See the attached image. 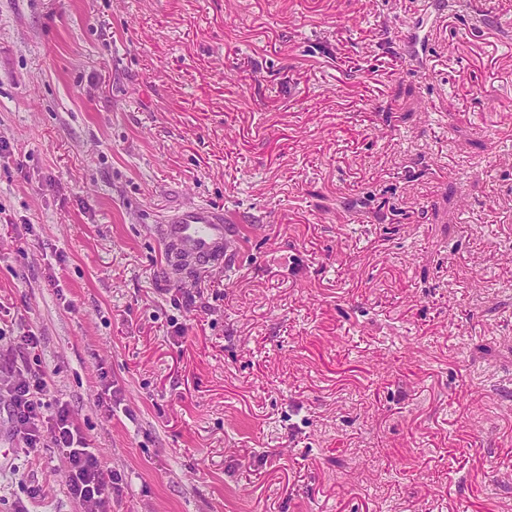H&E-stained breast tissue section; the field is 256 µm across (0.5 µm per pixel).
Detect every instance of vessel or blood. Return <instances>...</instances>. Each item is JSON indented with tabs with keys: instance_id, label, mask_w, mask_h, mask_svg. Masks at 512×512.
Instances as JSON below:
<instances>
[{
	"instance_id": "b4317fda",
	"label": "vessel or blood",
	"mask_w": 512,
	"mask_h": 512,
	"mask_svg": "<svg viewBox=\"0 0 512 512\" xmlns=\"http://www.w3.org/2000/svg\"><path fill=\"white\" fill-rule=\"evenodd\" d=\"M171 262L180 258L205 264L223 257L231 238L223 215L197 206L182 211L160 228Z\"/></svg>"
}]
</instances>
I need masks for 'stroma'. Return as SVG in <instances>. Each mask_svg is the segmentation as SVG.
<instances>
[{
  "instance_id": "obj_1",
  "label": "stroma",
  "mask_w": 512,
  "mask_h": 512,
  "mask_svg": "<svg viewBox=\"0 0 512 512\" xmlns=\"http://www.w3.org/2000/svg\"><path fill=\"white\" fill-rule=\"evenodd\" d=\"M26 329L108 512H512V0H0ZM5 405L0 512H82ZM229 222L224 214L203 206L192 207L168 220L161 226L160 235L169 245L171 265L181 256L202 265L222 258L231 244Z\"/></svg>"
}]
</instances>
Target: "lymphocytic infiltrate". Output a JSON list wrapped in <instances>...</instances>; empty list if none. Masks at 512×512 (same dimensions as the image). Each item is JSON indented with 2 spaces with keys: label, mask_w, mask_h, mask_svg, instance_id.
<instances>
[{
  "label": "lymphocytic infiltrate",
  "mask_w": 512,
  "mask_h": 512,
  "mask_svg": "<svg viewBox=\"0 0 512 512\" xmlns=\"http://www.w3.org/2000/svg\"><path fill=\"white\" fill-rule=\"evenodd\" d=\"M0 392L8 396V417L26 447L50 438L68 459L65 482L83 512H107L108 485L96 454L75 427L66 405H51L49 382L42 369L0 368Z\"/></svg>",
  "instance_id": "f902f5d3"
}]
</instances>
